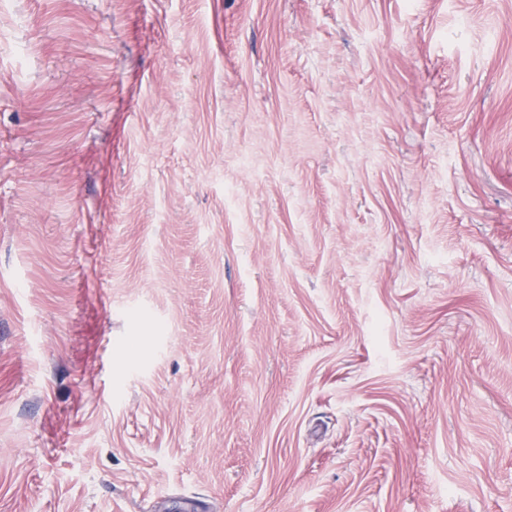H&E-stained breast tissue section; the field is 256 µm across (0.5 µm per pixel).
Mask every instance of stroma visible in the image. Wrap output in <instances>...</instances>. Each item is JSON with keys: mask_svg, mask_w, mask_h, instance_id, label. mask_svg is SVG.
Returning <instances> with one entry per match:
<instances>
[{"mask_svg": "<svg viewBox=\"0 0 512 512\" xmlns=\"http://www.w3.org/2000/svg\"><path fill=\"white\" fill-rule=\"evenodd\" d=\"M512 512V0H0V512Z\"/></svg>", "mask_w": 512, "mask_h": 512, "instance_id": "obj_1", "label": "stroma"}]
</instances>
